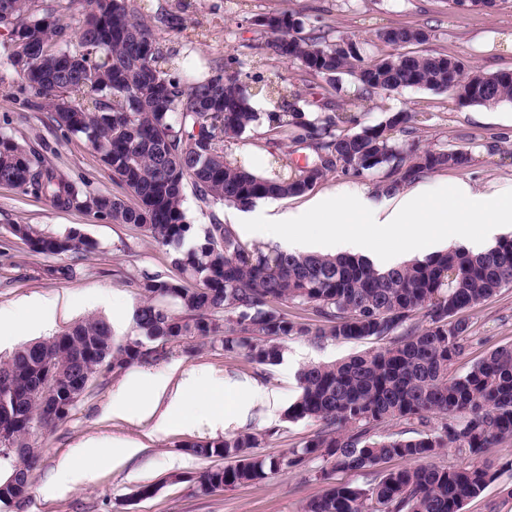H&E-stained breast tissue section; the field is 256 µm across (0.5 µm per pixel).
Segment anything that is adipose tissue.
I'll return each instance as SVG.
<instances>
[{"label":"adipose tissue","mask_w":512,"mask_h":512,"mask_svg":"<svg viewBox=\"0 0 512 512\" xmlns=\"http://www.w3.org/2000/svg\"><path fill=\"white\" fill-rule=\"evenodd\" d=\"M358 216L361 224L344 225L346 216ZM240 224H317L320 235L314 247L333 254H360L376 266L392 265L391 257L373 249L376 241H398L403 249L399 259L414 260L427 251L436 237L464 243L473 233H496L512 224V181L489 186L470 179L432 182L417 179L393 192L352 182L312 199L305 207L282 210L242 208L236 215ZM195 373L184 375L176 387L166 378H132L112 395L113 415L123 416L130 404L142 414L154 417L158 431H165L181 414L190 396L197 394Z\"/></svg>","instance_id":"1"}]
</instances>
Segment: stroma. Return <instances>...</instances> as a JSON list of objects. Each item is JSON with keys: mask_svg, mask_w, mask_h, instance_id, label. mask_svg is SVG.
<instances>
[{"mask_svg": "<svg viewBox=\"0 0 512 512\" xmlns=\"http://www.w3.org/2000/svg\"><path fill=\"white\" fill-rule=\"evenodd\" d=\"M193 7L187 35L162 34L163 48L181 49L184 37L197 38L191 57L199 72H207L228 55L248 59V44L264 40L252 16L284 11L301 20L319 17L333 36L357 41L368 58L388 53L378 31L396 26H423L430 32L426 51L462 59L473 69L487 73L512 70V0L495 10H461L451 0H247L246 12H225V0H191ZM21 80L0 52V130L29 147L49 141L48 161L72 178H83L103 191H114L111 172L84 139H53L45 112L30 108L19 91ZM406 110L420 120L419 146L440 150L448 145L468 148L470 165L437 171L440 179L472 178L505 183L512 180V104L487 107L460 106L452 94L406 89L374 98L361 116L365 125L383 121L390 112ZM10 224H32L53 233L76 227L100 245L99 252L77 262L73 279L55 280L45 273L47 265L73 262L71 255L45 257L32 254L19 239H11L0 254V309L16 320L28 322L39 313L53 315L51 334H58L91 316L105 318L117 338L132 331V313L139 296L127 287L126 276L142 271L174 274L171 253L141 235L130 224H108L93 216L55 208L48 200L22 194L0 185V231ZM38 300L40 310L29 307ZM475 342L453 366L456 374L495 347L512 344V288L465 311ZM358 342L318 343L308 337L286 340L279 365L257 367L241 357H225L208 346L185 351L174 348L160 362L144 370L168 378L177 386L184 372L198 374L208 402H191L184 415L166 431H155V421L130 408L126 418L113 417L112 394L131 371L100 375L85 391L69 417L38 439L43 459L33 473L28 498L1 504L0 512H303L305 503L322 495L326 483L313 478L309 467L288 470L250 485L198 495L191 481L196 473L222 466L219 458L187 454V440H207L240 431L267 433L256 453L277 457L301 445L316 428L310 421L285 420L283 413L299 394L297 370L308 363L331 362L367 349ZM232 380L261 389L251 402L245 420L234 409L237 398L215 392L221 380ZM106 445L132 444L139 454L130 460L101 465L84 458L74 465L86 472L81 483L69 488L53 485L59 461L85 442ZM495 480L477 498L465 501L462 512H512V439L487 452ZM154 486L149 497H139L142 486Z\"/></svg>", "mask_w": 512, "mask_h": 512, "instance_id": "1", "label": "stroma"}]
</instances>
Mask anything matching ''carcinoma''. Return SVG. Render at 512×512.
<instances>
[{
	"mask_svg": "<svg viewBox=\"0 0 512 512\" xmlns=\"http://www.w3.org/2000/svg\"><path fill=\"white\" fill-rule=\"evenodd\" d=\"M87 2L74 29L53 4L35 13L29 0H0L7 57L27 103L47 111L62 137L84 139L136 204L65 177L42 153L5 132L0 183L58 209L135 226L172 250L178 276L128 277L144 296L133 313L132 336L117 339L105 319L91 318L0 361V462L22 475L19 487L0 489V502L30 490L42 459L38 433L68 417L88 377L159 362L167 352L152 356L147 348L187 340L256 366H275L285 340L311 336L372 340L375 346L298 370L300 393L284 418L317 424L301 446L262 458L253 452L264 443L256 433L185 442L190 454L226 461L198 473L195 491L209 495L261 482L318 460L314 477L328 488L304 512H461L495 479L483 461L487 449L512 439V344L495 348L461 375L451 371L472 341L471 323L461 313L512 288V235L478 253L458 247L379 269L360 256L248 245L215 208L300 196L330 172L361 177L385 167L378 186L395 190L440 169L464 168L472 160L464 147L418 148L416 114L394 112L371 126L360 125V115L375 95L409 88L445 93L455 75L469 79L458 94L462 106L512 102V72L468 70L457 58L409 50L429 40L422 27L381 31L391 51L373 60L343 37L330 39L318 19L306 27L286 11L255 18L270 36L247 45L251 55L296 64L335 91L343 76L354 84L341 105L330 98L312 103L288 78L245 72L232 55L211 75L189 80L169 63L158 39L160 30H186L188 0H180L175 12L157 13L152 25L131 0ZM263 93L277 98V109L266 113V142L278 150L270 152L269 170L256 174L226 149L261 119L250 101ZM290 144L310 150L304 164L290 162ZM189 192L209 212V223L189 220ZM7 232L36 254L78 259L99 249L78 228L52 234L10 224ZM290 303L313 318L282 312ZM50 364L58 378L45 389ZM394 420L413 428L380 433ZM450 448L463 455L460 463H427ZM391 461L400 465L386 467ZM338 473H361L366 481L332 482Z\"/></svg>",
	"mask_w": 512,
	"mask_h": 512,
	"instance_id": "obj_1",
	"label": "carcinoma"
}]
</instances>
